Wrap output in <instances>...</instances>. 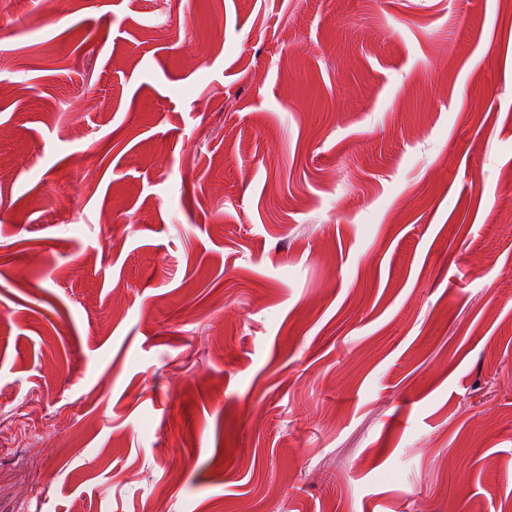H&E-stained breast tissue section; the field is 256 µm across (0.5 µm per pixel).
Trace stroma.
<instances>
[{
	"mask_svg": "<svg viewBox=\"0 0 512 512\" xmlns=\"http://www.w3.org/2000/svg\"><path fill=\"white\" fill-rule=\"evenodd\" d=\"M512 6L0 0V512H512Z\"/></svg>",
	"mask_w": 512,
	"mask_h": 512,
	"instance_id": "35a3bbf8",
	"label": "stroma"
}]
</instances>
